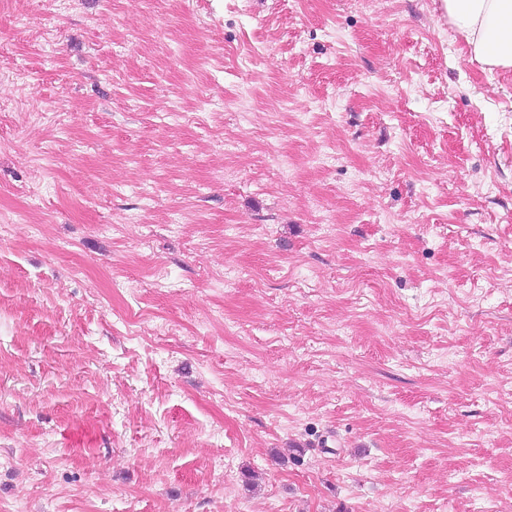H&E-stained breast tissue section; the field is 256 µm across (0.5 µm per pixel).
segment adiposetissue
<instances>
[{
  "instance_id": "obj_1",
  "label": "adipose tissue",
  "mask_w": 512,
  "mask_h": 512,
  "mask_svg": "<svg viewBox=\"0 0 512 512\" xmlns=\"http://www.w3.org/2000/svg\"><path fill=\"white\" fill-rule=\"evenodd\" d=\"M442 6L474 60L512 71V0H442Z\"/></svg>"
}]
</instances>
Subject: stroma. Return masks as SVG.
<instances>
[{
	"label": "stroma",
	"mask_w": 512,
	"mask_h": 512,
	"mask_svg": "<svg viewBox=\"0 0 512 512\" xmlns=\"http://www.w3.org/2000/svg\"><path fill=\"white\" fill-rule=\"evenodd\" d=\"M440 0H0V512H512V71Z\"/></svg>",
	"instance_id": "stroma-1"
}]
</instances>
